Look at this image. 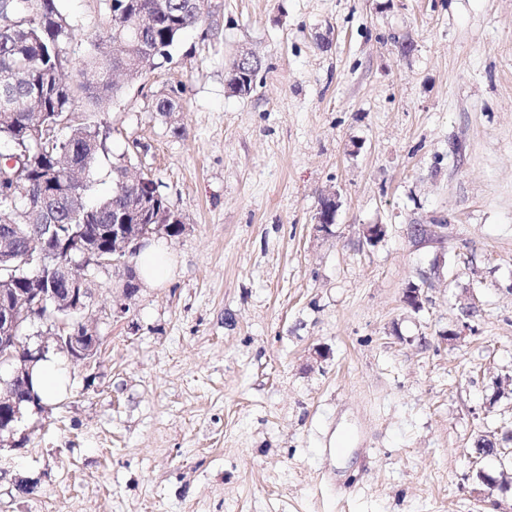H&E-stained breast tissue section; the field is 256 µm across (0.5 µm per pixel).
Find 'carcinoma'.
<instances>
[{
  "label": "carcinoma",
  "instance_id": "cac0c4a2",
  "mask_svg": "<svg viewBox=\"0 0 512 512\" xmlns=\"http://www.w3.org/2000/svg\"><path fill=\"white\" fill-rule=\"evenodd\" d=\"M112 26L92 44L83 70L94 82L72 84L66 72L73 59L67 45L74 29L59 8V0H0V143L14 152L26 150L30 159L29 183H0V230L4 220L24 224H68L82 227V235L96 239L112 216L125 211L129 224L153 223L155 211H172L163 195L146 196L129 185L128 168L111 169L112 193L92 201L89 175L105 156L93 131L96 122L67 118L89 100L100 105L117 95L122 85L112 79V68L126 69V80L144 72L143 61L169 59V49L188 29L201 21L194 0H107ZM119 43L121 56L103 50ZM260 68L256 58L235 59L226 74L232 93L244 95L254 88ZM14 288H29L28 263L18 258Z\"/></svg>",
  "mask_w": 512,
  "mask_h": 512
}]
</instances>
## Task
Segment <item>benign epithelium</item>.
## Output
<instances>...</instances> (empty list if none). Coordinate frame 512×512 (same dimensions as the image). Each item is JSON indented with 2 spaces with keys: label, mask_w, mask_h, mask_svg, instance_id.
Listing matches in <instances>:
<instances>
[{
  "label": "benign epithelium",
  "mask_w": 512,
  "mask_h": 512,
  "mask_svg": "<svg viewBox=\"0 0 512 512\" xmlns=\"http://www.w3.org/2000/svg\"><path fill=\"white\" fill-rule=\"evenodd\" d=\"M25 159L16 153L5 165H0V179L19 178L24 170ZM57 224H8L4 237L0 238V260L9 261V254L20 249L32 230L41 235L39 257L58 260L57 269H64L68 283L66 297L57 295L54 288H31L15 291L0 290V369H8L0 375V447H13L11 435L15 424L21 420V408L36 404L32 392L31 368L42 358L47 347H30V337H17L16 332L37 320L47 326L48 334L58 350L74 360L90 364L99 346V337L83 320V312L92 296L91 277L88 272L111 267L121 282L123 302L115 305L112 313L121 316L127 311V301L139 291L128 274L125 258L135 253L151 237L171 228L169 224H145L143 230L129 228L116 221L112 224V239L107 247L99 248L86 238L61 237ZM386 235L383 224H367L362 227V237L369 244L380 242Z\"/></svg>",
  "instance_id": "7a95c632"
}]
</instances>
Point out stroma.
<instances>
[{"instance_id":"35a3bbf8","label":"stroma","mask_w":512,"mask_h":512,"mask_svg":"<svg viewBox=\"0 0 512 512\" xmlns=\"http://www.w3.org/2000/svg\"><path fill=\"white\" fill-rule=\"evenodd\" d=\"M210 4L97 114L96 195L132 164L186 226L169 278L117 319L94 272L97 356L0 453V512H512L478 478L512 439L471 454L512 431V0ZM60 8L83 60L106 0ZM242 61L237 57L231 64L226 74V85L232 93L244 95L250 93L254 88V81L260 68L258 58L251 60V52L242 51L240 53Z\"/></svg>"}]
</instances>
